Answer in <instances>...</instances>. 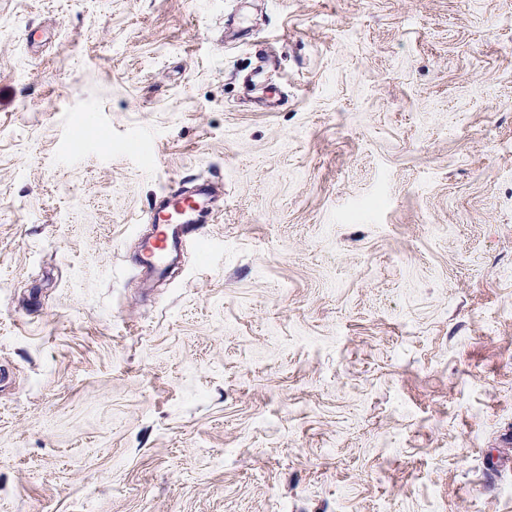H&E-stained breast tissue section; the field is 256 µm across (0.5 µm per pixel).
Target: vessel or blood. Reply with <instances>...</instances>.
I'll use <instances>...</instances> for the list:
<instances>
[{
  "label": "vessel or blood",
  "mask_w": 512,
  "mask_h": 512,
  "mask_svg": "<svg viewBox=\"0 0 512 512\" xmlns=\"http://www.w3.org/2000/svg\"><path fill=\"white\" fill-rule=\"evenodd\" d=\"M214 205L209 184L197 185L194 190L163 188L159 201L150 208L153 234L143 244V261L153 272L161 274L171 257L182 253L189 244L206 249V242L198 240V224L212 215Z\"/></svg>",
  "instance_id": "obj_1"
}]
</instances>
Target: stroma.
Segmentation results:
<instances>
[{"instance_id": "35a3bbf8", "label": "stroma", "mask_w": 512, "mask_h": 512, "mask_svg": "<svg viewBox=\"0 0 512 512\" xmlns=\"http://www.w3.org/2000/svg\"><path fill=\"white\" fill-rule=\"evenodd\" d=\"M0 369V512H512V0H0ZM213 211L209 183H201L193 191L164 187L158 203L150 208L154 233L143 244V262L154 273L163 274L170 258L182 253L187 244H195L205 253L207 243L196 236L197 224Z\"/></svg>"}]
</instances>
